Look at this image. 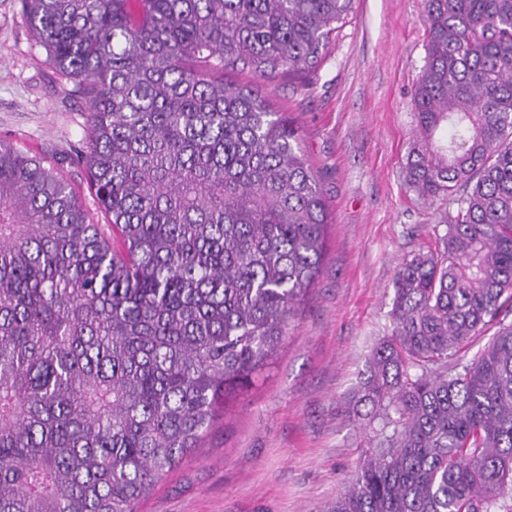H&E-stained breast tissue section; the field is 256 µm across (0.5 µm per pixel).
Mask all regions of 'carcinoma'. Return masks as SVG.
<instances>
[{
    "label": "carcinoma",
    "instance_id": "obj_1",
    "mask_svg": "<svg viewBox=\"0 0 512 512\" xmlns=\"http://www.w3.org/2000/svg\"><path fill=\"white\" fill-rule=\"evenodd\" d=\"M21 3L87 101L109 224L0 140V512H136L268 364L323 256L297 130L224 71L316 72L354 0ZM424 11L407 184L454 210L396 274L349 400L378 448L330 512H512V0Z\"/></svg>",
    "mask_w": 512,
    "mask_h": 512
}]
</instances>
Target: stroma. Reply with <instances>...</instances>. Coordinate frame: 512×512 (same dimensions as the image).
Here are the masks:
<instances>
[{
  "instance_id": "obj_1",
  "label": "stroma",
  "mask_w": 512,
  "mask_h": 512,
  "mask_svg": "<svg viewBox=\"0 0 512 512\" xmlns=\"http://www.w3.org/2000/svg\"><path fill=\"white\" fill-rule=\"evenodd\" d=\"M422 0H356L312 80L229 70L298 130L330 213L320 273L293 306L268 365L217 406L199 446L137 512H326L377 443L345 405L373 348L392 331L405 256L434 245L446 202L405 179L412 92L425 57ZM87 103L63 87L19 0H0V139L58 163L103 220L78 156Z\"/></svg>"
}]
</instances>
